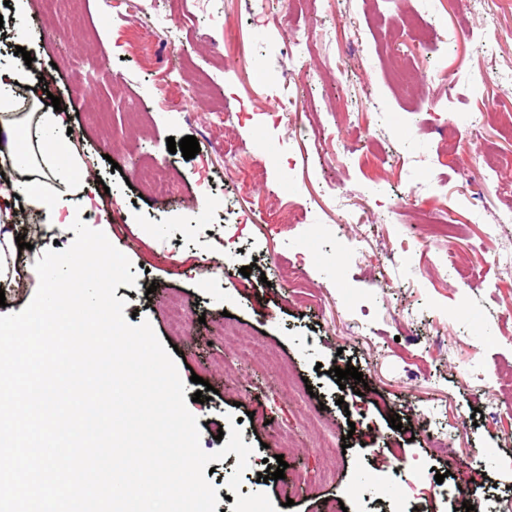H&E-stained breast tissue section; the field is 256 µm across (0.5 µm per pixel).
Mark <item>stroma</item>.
I'll use <instances>...</instances> for the list:
<instances>
[{"label": "stroma", "mask_w": 512, "mask_h": 512, "mask_svg": "<svg viewBox=\"0 0 512 512\" xmlns=\"http://www.w3.org/2000/svg\"><path fill=\"white\" fill-rule=\"evenodd\" d=\"M423 34L402 21L417 0H316L289 10L288 0H203L190 25L180 0H74L25 10L0 0V69L25 46L41 83L70 114L76 147L89 169L88 205L97 230L132 264L135 286H118L125 314L148 321L187 382L203 450L237 419L252 445L239 488L261 492L277 512H408L376 490V475L395 485L423 461L451 472L458 494L425 488L427 512H454L463 502L492 512L512 495V413L496 383L512 373V269L494 255L512 249V223L489 236L484 226L512 209V168L477 188L461 184L468 169L512 156V0H427ZM305 29L303 55L316 81L280 87L286 44ZM447 41L439 57L429 39ZM169 83L157 80L158 71ZM461 72L452 87L448 74ZM208 85L229 105L211 121L194 87ZM331 107L329 120L280 109L281 93ZM487 109L484 126L468 133L469 113ZM457 135H449L448 120ZM196 137L195 158L169 153L168 139ZM250 153L248 169L229 167L226 151ZM168 156L178 194L144 191L142 170ZM429 192L412 195L413 184ZM285 189L286 198L276 196ZM246 214L238 248L224 240L225 208ZM303 223L288 220L289 210ZM206 213L209 223L196 221ZM446 218L463 231L448 264L415 248L430 221ZM74 233L35 238L6 289V310L20 312L34 296V264ZM250 267L242 275L241 267ZM186 325L173 332L171 299ZM354 366L362 380L337 384L332 370ZM484 368L472 381L467 369ZM198 375L216 393L193 400ZM410 421L390 426L392 415ZM448 437V456L431 449L424 423ZM401 448L398 468L384 449ZM487 449L474 462L477 449ZM285 476L273 479L279 462ZM310 484L297 487L296 474Z\"/></svg>", "instance_id": "35a3bbf8"}]
</instances>
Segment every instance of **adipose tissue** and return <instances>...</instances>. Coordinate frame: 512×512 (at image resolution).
<instances>
[{"instance_id":"obj_1","label":"adipose tissue","mask_w":512,"mask_h":512,"mask_svg":"<svg viewBox=\"0 0 512 512\" xmlns=\"http://www.w3.org/2000/svg\"><path fill=\"white\" fill-rule=\"evenodd\" d=\"M29 71L19 65L0 71V207L19 202L41 212L48 223L76 224L87 188V174L66 134L63 112L45 108L39 93L19 94Z\"/></svg>"}]
</instances>
